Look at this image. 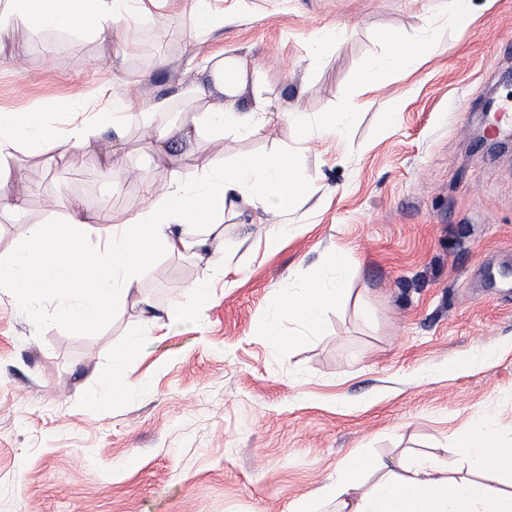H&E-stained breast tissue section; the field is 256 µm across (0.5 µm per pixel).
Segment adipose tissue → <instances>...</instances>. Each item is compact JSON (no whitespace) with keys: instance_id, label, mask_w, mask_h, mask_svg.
Segmentation results:
<instances>
[{"instance_id":"1","label":"adipose tissue","mask_w":512,"mask_h":512,"mask_svg":"<svg viewBox=\"0 0 512 512\" xmlns=\"http://www.w3.org/2000/svg\"><path fill=\"white\" fill-rule=\"evenodd\" d=\"M17 11L40 29H72L109 38L117 21L138 22L151 16L159 4L172 0H13ZM196 70L188 98V120L176 127L156 130L152 150L174 155L184 143L203 133L231 130L253 135L263 128L269 101L256 97L253 108L239 106L242 96L256 88L259 71L245 53L215 52L202 62L188 61ZM219 92L220 102L210 99ZM147 100L130 91L109 94L103 117H91L61 130L38 114L21 118L0 113V163L11 157L18 144L38 151L58 147L68 163H78L83 148L98 138L103 125H117L135 112L149 111ZM296 128L299 146L317 137L344 134L350 115L322 112L307 119L301 112L288 115ZM311 187L294 170L288 155H243L232 163H215L192 180L173 177L160 191L150 190L147 206L119 224H104L96 241L85 235L96 222L90 214L75 213L60 224H32L26 231L28 245L11 259L0 261V288L14 300L73 327L98 322L134 291L140 274L158 253L180 254L210 250V227L224 219L227 204L240 201L256 210L287 212ZM197 233H189L191 224ZM342 256L309 275L306 288L284 293L281 313L310 327H317L327 305L339 302L342 290L328 280V272L343 274ZM455 460L424 459L396 471L365 457L351 459L334 485L316 494L314 503L291 506L290 512H314L315 502L332 498L336 512H512V491L479 481L454 477L456 459L476 471L512 468V447L498 444L491 423L470 426L455 439Z\"/></svg>"}]
</instances>
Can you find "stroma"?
<instances>
[{
    "instance_id": "obj_1",
    "label": "stroma",
    "mask_w": 512,
    "mask_h": 512,
    "mask_svg": "<svg viewBox=\"0 0 512 512\" xmlns=\"http://www.w3.org/2000/svg\"><path fill=\"white\" fill-rule=\"evenodd\" d=\"M437 2L248 0V16L200 48L249 52L275 112L255 135L206 134L163 158L147 126L185 118L196 0L129 32L116 25L108 41L35 31L0 0V110L64 129L101 89L142 76L160 107L151 123L132 114L102 131L76 170L57 148L17 146L0 167V192L21 203L0 211V259L28 225L107 202L114 217L133 214L147 185L195 178L215 159L292 153L315 188L282 215L225 217L211 254H157L123 309L87 328L0 293V512H288L354 457L448 459L483 419L512 443V157L476 139L485 100L512 101V0H468L459 21ZM333 25L335 49L310 63L314 35ZM392 29L427 41L418 67H380ZM369 65L364 93L356 77ZM387 97L399 104L388 130ZM291 112L352 120L302 150ZM339 253L343 303L314 330L279 316L281 294ZM205 271L211 298L198 305L190 288ZM174 306L188 316L151 315ZM271 326L299 343L270 342ZM132 341L127 392L93 410L113 348Z\"/></svg>"
}]
</instances>
